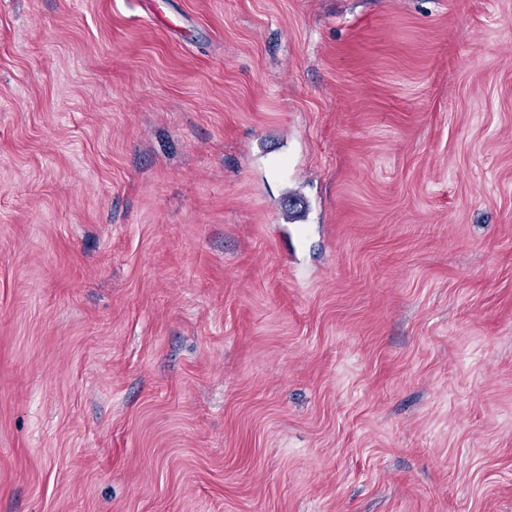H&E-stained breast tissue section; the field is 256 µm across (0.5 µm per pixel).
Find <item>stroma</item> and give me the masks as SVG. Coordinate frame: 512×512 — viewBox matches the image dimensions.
<instances>
[{
  "label": "stroma",
  "instance_id": "obj_1",
  "mask_svg": "<svg viewBox=\"0 0 512 512\" xmlns=\"http://www.w3.org/2000/svg\"><path fill=\"white\" fill-rule=\"evenodd\" d=\"M0 512H512V0H0Z\"/></svg>",
  "mask_w": 512,
  "mask_h": 512
}]
</instances>
